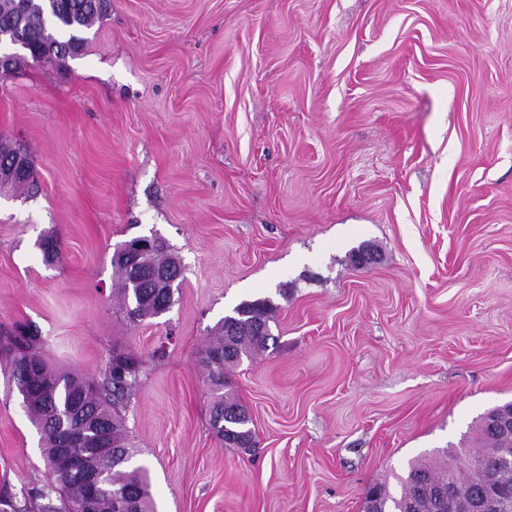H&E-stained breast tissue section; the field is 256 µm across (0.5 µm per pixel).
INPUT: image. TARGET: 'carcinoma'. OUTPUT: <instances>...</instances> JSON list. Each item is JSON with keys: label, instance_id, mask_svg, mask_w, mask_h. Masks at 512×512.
Segmentation results:
<instances>
[{"label": "carcinoma", "instance_id": "cac0c4a2", "mask_svg": "<svg viewBox=\"0 0 512 512\" xmlns=\"http://www.w3.org/2000/svg\"><path fill=\"white\" fill-rule=\"evenodd\" d=\"M100 0H0V42L12 37L24 39L26 53L36 65H58L79 55L86 42L85 32L101 18ZM21 177L1 181L15 189H34L32 164ZM117 293L127 318L138 323L168 311L174 301L173 288H156L151 281L135 277L128 260L119 251L112 255ZM150 267L170 268L181 274L180 262L160 243ZM273 305L268 299L243 301L224 317L215 336L200 350L197 362L212 394L210 424L224 447L254 448L250 422L243 406L224 393L226 372L243 358L267 347ZM234 327V335L227 334ZM38 331L17 324L0 330V361L30 421L40 434L45 475L30 481L22 492L23 503L11 512H77L87 497L81 471L102 472L105 486L89 512H117L116 496L127 489L133 499L124 512H155L147 469L130 466L134 457L125 412L139 390L147 360L122 347L112 348L100 376L88 379L53 367L42 350ZM79 430L71 454L62 450L63 439ZM472 449L449 446L432 456L414 460L406 475L399 477L401 490L393 494L378 482L368 488L364 512H448L428 488L451 485L463 500L496 492L505 504L501 512H512V433L492 427L489 414L481 416L473 436Z\"/></svg>", "mask_w": 512, "mask_h": 512}]
</instances>
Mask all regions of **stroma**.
Masks as SVG:
<instances>
[{"label":"stroma","mask_w":512,"mask_h":512,"mask_svg":"<svg viewBox=\"0 0 512 512\" xmlns=\"http://www.w3.org/2000/svg\"><path fill=\"white\" fill-rule=\"evenodd\" d=\"M106 3L80 56L0 81L40 185L0 190V325L89 378L147 358L126 418L157 512H363L512 401V0ZM151 236L183 277L133 324L111 258ZM259 298L273 338L228 374L251 456L197 356ZM43 472L0 369V497Z\"/></svg>","instance_id":"35a3bbf8"}]
</instances>
